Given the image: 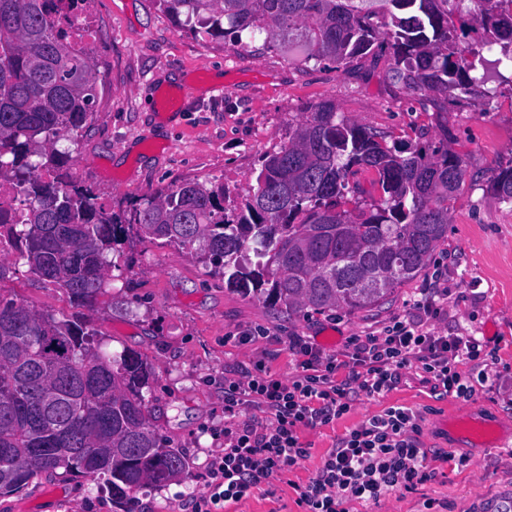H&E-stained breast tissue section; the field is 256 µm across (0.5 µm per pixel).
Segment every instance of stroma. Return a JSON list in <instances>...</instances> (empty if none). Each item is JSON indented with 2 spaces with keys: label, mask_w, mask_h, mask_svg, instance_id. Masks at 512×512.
Here are the masks:
<instances>
[{
  "label": "stroma",
  "mask_w": 512,
  "mask_h": 512,
  "mask_svg": "<svg viewBox=\"0 0 512 512\" xmlns=\"http://www.w3.org/2000/svg\"><path fill=\"white\" fill-rule=\"evenodd\" d=\"M91 39L99 62L96 114L70 165L73 181L91 187L114 211L184 179L223 183L225 205L233 207L253 185L259 158L287 139L289 122L302 119L308 104L323 99L334 100L345 117L396 137L418 125L421 143L447 142L466 170L446 240L413 280L375 308L287 313L228 287L194 251L127 233L113 254L106 290L82 314L110 351H131L151 363L153 422L169 447L190 459L178 481L142 488L134 512H183L186 502L206 493V470L224 446L225 378L242 377L260 359L288 379L299 362L288 348L290 337L341 353L351 337L381 335L398 319L483 339L493 364L467 363L459 370L470 378L486 373V383L466 400L433 392L421 373L406 371L384 396L359 397L333 423L300 428L309 457L272 490L255 491L231 512H303L297 487L312 481L348 430L391 406L421 414L419 443L430 476L415 490L351 504L350 512H471L485 494L511 488L512 436L503 447L452 441L445 418L454 413L512 424V206L487 188L492 170L512 165V97L502 96L495 112L474 102L422 115L384 67L352 74L306 68L253 45L240 53L222 41L178 32L157 0H95ZM167 92L184 97L181 111L160 109ZM0 263L11 270L1 292L44 312L72 313L68 296L38 280L15 255ZM428 298L441 307L439 317L417 309ZM0 512L124 508L85 477L42 473L1 496Z\"/></svg>",
  "instance_id": "obj_1"
}]
</instances>
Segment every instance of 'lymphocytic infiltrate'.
Returning <instances> with one entry per match:
<instances>
[{
  "label": "lymphocytic infiltrate",
  "mask_w": 512,
  "mask_h": 512,
  "mask_svg": "<svg viewBox=\"0 0 512 512\" xmlns=\"http://www.w3.org/2000/svg\"><path fill=\"white\" fill-rule=\"evenodd\" d=\"M291 346L302 356L291 379L276 377L259 361L247 375L225 380L224 451L211 462L208 490L192 500L189 512H226L250 497L307 458L300 428L341 418L359 395H384L405 371L421 370L440 394L469 398L475 388L459 366L486 360L477 337L440 335L400 320L383 335L352 337L342 356L299 338ZM252 403L264 408L265 421L237 420V410ZM418 431V414L403 406L388 407L351 428L327 452L316 478L299 488V504L305 512H348L350 503L363 505L398 489H415L428 477Z\"/></svg>",
  "instance_id": "f902f5d3"
}]
</instances>
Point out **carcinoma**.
<instances>
[{
	"label": "carcinoma",
	"mask_w": 512,
	"mask_h": 512,
	"mask_svg": "<svg viewBox=\"0 0 512 512\" xmlns=\"http://www.w3.org/2000/svg\"><path fill=\"white\" fill-rule=\"evenodd\" d=\"M53 0H0V181L20 189L11 225L31 273L75 307L105 290L107 253L130 228L195 251L227 285L292 312L375 308L418 274L448 236L463 162L444 144L418 146L346 119L330 99L288 123L259 159L240 206L224 184L187 180L116 213L69 180V152L95 113L97 61L72 54L49 20ZM180 32L230 46L296 53L308 67L388 62L426 112L441 96L495 109L494 80L512 88V0H159ZM467 46H461L462 42ZM494 59L488 60L485 54ZM381 192L363 199L362 179ZM512 205V166L489 180ZM257 261H251V258ZM150 363L102 348L78 315L58 318L0 294V496L41 473L106 476L112 502L162 487L189 467L149 420Z\"/></svg>",
	"instance_id": "cac0c4a2"
}]
</instances>
